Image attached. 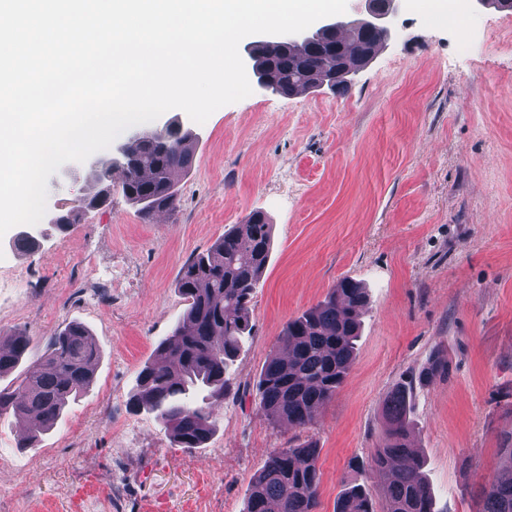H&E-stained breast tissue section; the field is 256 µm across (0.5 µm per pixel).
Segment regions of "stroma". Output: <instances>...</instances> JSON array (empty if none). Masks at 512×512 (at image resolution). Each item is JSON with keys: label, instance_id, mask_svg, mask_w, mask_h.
I'll use <instances>...</instances> for the list:
<instances>
[{"label": "stroma", "instance_id": "stroma-1", "mask_svg": "<svg viewBox=\"0 0 512 512\" xmlns=\"http://www.w3.org/2000/svg\"><path fill=\"white\" fill-rule=\"evenodd\" d=\"M389 37L347 92L290 96L254 88L201 124L178 207L144 222L112 181V200L66 231L39 222L38 249L0 237V334L23 332L32 370L71 323L94 335L90 387L57 425L29 433L0 419V512H245L268 453L315 438L320 512H334L353 463L383 432L388 392L441 358L413 387V443L437 512H477V492L512 442V11L446 0L433 16L401 0ZM87 167L64 164L48 204L76 207ZM272 225L271 257L209 440L180 448L129 399L186 303L183 264L252 211ZM350 279L368 293L346 382L310 430L272 425L256 384L288 320Z\"/></svg>", "mask_w": 512, "mask_h": 512}]
</instances>
